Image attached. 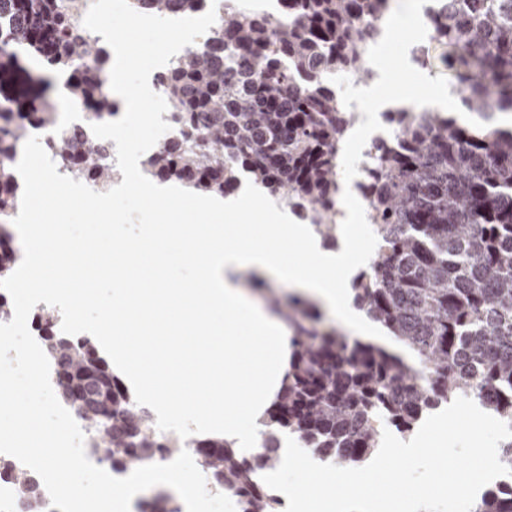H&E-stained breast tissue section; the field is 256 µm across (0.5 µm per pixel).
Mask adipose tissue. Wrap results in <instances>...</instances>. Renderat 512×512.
<instances>
[{
    "mask_svg": "<svg viewBox=\"0 0 512 512\" xmlns=\"http://www.w3.org/2000/svg\"><path fill=\"white\" fill-rule=\"evenodd\" d=\"M199 223L161 224L156 233L111 245L121 286L98 332L112 352V372L131 394L166 422L233 442L249 452L260 444L262 419L276 401L292 360L291 333L281 318L243 287L253 270L316 301L352 335L390 347L386 332L353 305L350 279L370 253L348 210L345 242L321 247L310 225L249 196L185 199L168 195L170 214L183 202ZM253 211L254 223L243 221ZM178 248L195 265L192 279L168 286L145 279L130 258L150 255L158 242Z\"/></svg>",
    "mask_w": 512,
    "mask_h": 512,
    "instance_id": "obj_1",
    "label": "adipose tissue"
}]
</instances>
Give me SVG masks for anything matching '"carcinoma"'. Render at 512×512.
<instances>
[{
	"label": "carcinoma",
	"instance_id": "carcinoma-1",
	"mask_svg": "<svg viewBox=\"0 0 512 512\" xmlns=\"http://www.w3.org/2000/svg\"><path fill=\"white\" fill-rule=\"evenodd\" d=\"M207 0H132L138 12L197 13ZM288 21L259 17L225 0L205 44L158 76L175 125L142 161L151 180L222 197L241 174L336 243L324 203L336 194L340 134L347 126L324 74L344 72L371 33L386 25L390 0H282ZM70 0H0V225L12 221L19 186L14 159L39 130L64 171L105 189L117 168L90 125L118 112L105 74L110 54L70 17ZM432 40L455 80L461 114L398 113L397 137L379 148L371 198L378 251L353 283L354 303L410 354H391L323 324L298 299L307 322L279 303L293 329L284 387L264 422L258 453L237 455L222 438L196 439L198 467L235 497L238 512H280L255 468L281 463L288 434L321 461L357 468L379 448L381 423L410 434L432 411L466 396L512 423V0H432ZM30 57L66 75L68 99L83 106L85 130L59 123L48 76ZM18 260L0 235V279ZM56 367L60 399L90 433L89 451L115 471L157 462L182 436L155 430L152 412L112 375L87 338L59 336L55 312L36 315ZM15 485L17 512H46L34 474L0 459ZM140 512H181L157 492ZM474 512H512V486H492Z\"/></svg>",
	"mask_w": 512,
	"mask_h": 512
}]
</instances>
